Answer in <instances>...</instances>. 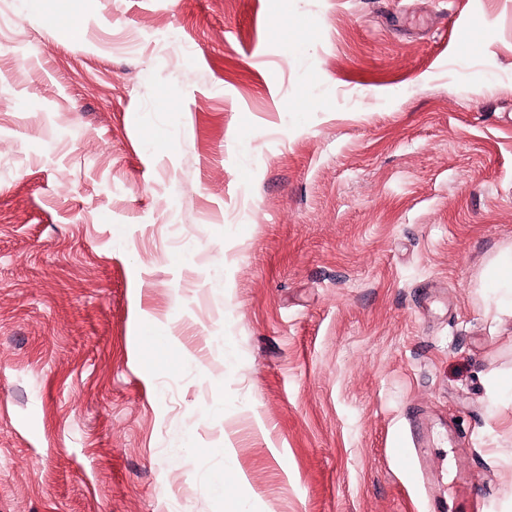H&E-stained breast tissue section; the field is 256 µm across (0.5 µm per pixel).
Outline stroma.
<instances>
[{
    "instance_id": "1",
    "label": "stroma",
    "mask_w": 512,
    "mask_h": 512,
    "mask_svg": "<svg viewBox=\"0 0 512 512\" xmlns=\"http://www.w3.org/2000/svg\"><path fill=\"white\" fill-rule=\"evenodd\" d=\"M31 2L0 512H512V0ZM490 267L496 290L489 300L498 311L509 308L512 311V247L494 255L490 260Z\"/></svg>"
}]
</instances>
